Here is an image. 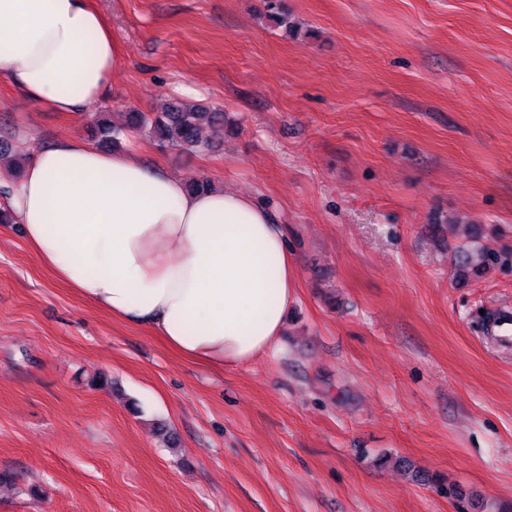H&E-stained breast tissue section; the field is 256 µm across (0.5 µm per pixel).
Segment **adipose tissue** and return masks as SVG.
Segmentation results:
<instances>
[{
  "label": "adipose tissue",
  "mask_w": 512,
  "mask_h": 512,
  "mask_svg": "<svg viewBox=\"0 0 512 512\" xmlns=\"http://www.w3.org/2000/svg\"><path fill=\"white\" fill-rule=\"evenodd\" d=\"M124 61L93 0H0V76L36 109L95 107ZM10 181L0 168V181ZM8 206L41 262L87 303L221 369L268 352L298 266L272 209L77 133L37 149Z\"/></svg>",
  "instance_id": "adipose-tissue-1"
}]
</instances>
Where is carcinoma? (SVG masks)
<instances>
[{
    "label": "carcinoma",
    "instance_id": "1",
    "mask_svg": "<svg viewBox=\"0 0 512 512\" xmlns=\"http://www.w3.org/2000/svg\"><path fill=\"white\" fill-rule=\"evenodd\" d=\"M207 130L235 134L222 109L202 106L182 97H171L160 112L129 111L115 123L107 113L99 115L96 131L100 140L115 145L125 133L140 131L161 147L177 148L186 154L210 150L214 142L203 137Z\"/></svg>",
    "mask_w": 512,
    "mask_h": 512
}]
</instances>
